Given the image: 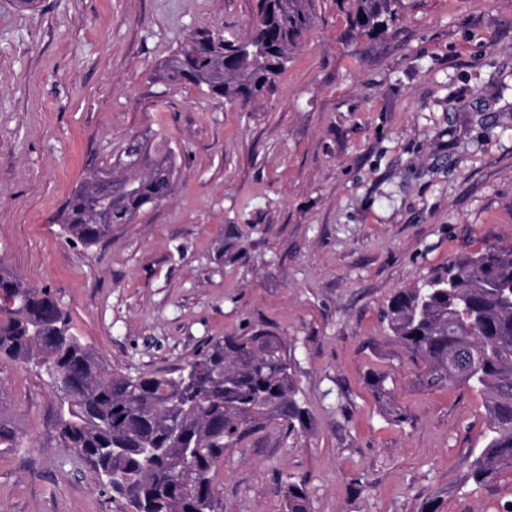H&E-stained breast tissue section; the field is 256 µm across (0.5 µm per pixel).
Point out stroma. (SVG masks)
<instances>
[{"label":"stroma","mask_w":512,"mask_h":512,"mask_svg":"<svg viewBox=\"0 0 512 512\" xmlns=\"http://www.w3.org/2000/svg\"><path fill=\"white\" fill-rule=\"evenodd\" d=\"M257 0H0V259L50 288L112 371L173 373L212 338H282L308 431L271 422L213 473L216 512H502L512 470L457 481L485 399L427 386L383 315L450 257L512 243V0H401L344 36L336 0L263 93L227 105L159 80L196 30L250 33ZM151 130L177 152L163 204L111 238L66 233L87 169ZM386 374L394 415L368 383ZM45 375L0 360V512H130L51 432Z\"/></svg>","instance_id":"stroma-1"}]
</instances>
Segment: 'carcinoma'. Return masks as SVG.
I'll return each mask as SVG.
<instances>
[{"mask_svg": "<svg viewBox=\"0 0 512 512\" xmlns=\"http://www.w3.org/2000/svg\"><path fill=\"white\" fill-rule=\"evenodd\" d=\"M349 30L381 34L400 0H339ZM248 38L233 42L209 31L190 35L162 65L163 79L187 81L228 104L257 97L281 74L314 20V0H258ZM177 155L159 133L134 136L111 165L95 166L72 193L63 222L91 246L131 224L144 208L171 195ZM393 335L427 364L437 385L458 381L485 398L483 447L459 488L487 485L512 467V245L448 260L420 285L397 293L386 311ZM32 364L58 395L52 424L60 445L101 471H123L111 486L132 512H215L212 472L224 449L253 427L278 421L290 432L310 428L298 399L287 349L268 332L210 341L184 377L114 373L80 337L49 288L31 287L0 260V359ZM21 434L0 417V448ZM192 448L191 457L179 447ZM164 448L155 455L142 449ZM196 481L185 485L181 472ZM287 512H308L303 483L288 485Z\"/></svg>", "mask_w": 512, "mask_h": 512, "instance_id": "1", "label": "carcinoma"}]
</instances>
